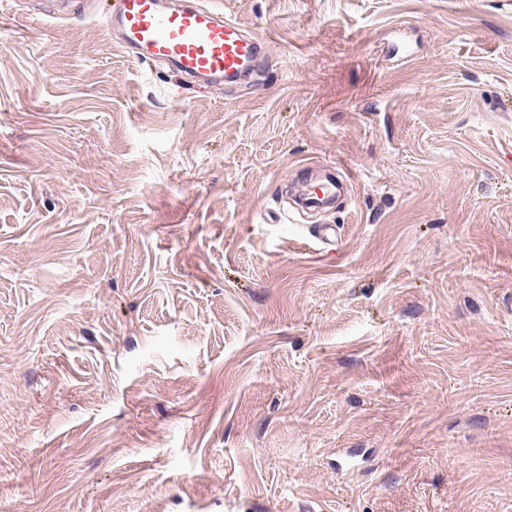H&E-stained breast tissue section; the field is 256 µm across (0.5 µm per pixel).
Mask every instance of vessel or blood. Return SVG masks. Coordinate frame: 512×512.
Masks as SVG:
<instances>
[{"instance_id": "1", "label": "vessel or blood", "mask_w": 512, "mask_h": 512, "mask_svg": "<svg viewBox=\"0 0 512 512\" xmlns=\"http://www.w3.org/2000/svg\"><path fill=\"white\" fill-rule=\"evenodd\" d=\"M103 17L124 54L164 64L190 84L239 80L267 42L264 33L190 0H109Z\"/></svg>"}]
</instances>
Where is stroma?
Masks as SVG:
<instances>
[{
  "label": "stroma",
  "instance_id": "35a3bbf8",
  "mask_svg": "<svg viewBox=\"0 0 512 512\" xmlns=\"http://www.w3.org/2000/svg\"><path fill=\"white\" fill-rule=\"evenodd\" d=\"M199 2L236 85L0 0V512H512V0Z\"/></svg>",
  "mask_w": 512,
  "mask_h": 512
}]
</instances>
